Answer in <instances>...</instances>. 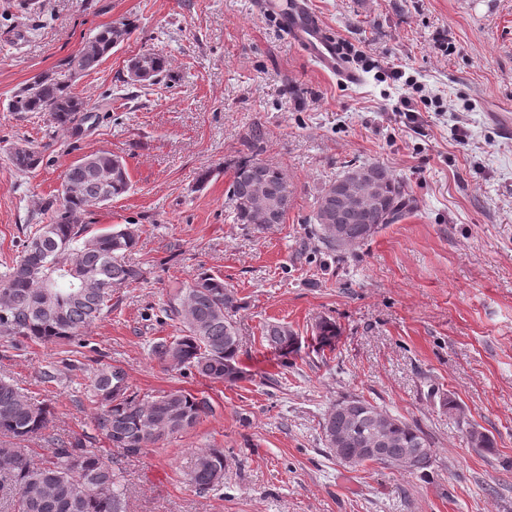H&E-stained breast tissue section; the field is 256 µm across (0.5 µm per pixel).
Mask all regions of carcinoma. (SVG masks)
I'll use <instances>...</instances> for the list:
<instances>
[{
    "mask_svg": "<svg viewBox=\"0 0 512 512\" xmlns=\"http://www.w3.org/2000/svg\"><path fill=\"white\" fill-rule=\"evenodd\" d=\"M121 24V34L115 33L113 25H104L73 54L84 72L95 70L112 54L114 38L121 35L126 40L136 28L129 19ZM148 65L154 81L171 77L167 56L151 52ZM86 104L70 85L47 75L16 92L8 110L47 114L55 127L73 133L79 122L90 119L82 113ZM42 160L31 142L15 147L10 154L12 165L21 172L37 168ZM117 162L119 158L108 153H92L69 167L65 183H74L78 189L71 196L61 195L51 222L35 225L21 255L0 273V336L34 343L70 339L112 309V289L144 279L142 269L128 259L138 243L135 225L90 235L88 225L81 223L88 207L110 202L130 190L128 170L113 174ZM355 170L368 174L376 188L377 196L366 209L345 208L338 199L339 188ZM286 192L284 170L254 161L235 169L228 200L237 223L256 224L262 219L259 203L276 200ZM410 211L411 199L403 183L387 167L356 166L320 191L314 236L326 249L340 252L342 248L326 230V218L345 226L347 247L351 248L371 238L368 225L395 224ZM67 265L78 267L92 283L73 285L64 270ZM239 308L223 278L199 273L188 287L168 298L164 313L175 324L177 334L154 343L152 355L173 370L195 372L215 381H236L240 342L233 317ZM292 337L293 332L284 325H270L264 331L265 340L273 346L282 347ZM91 391L97 404L95 432L125 457L139 456L213 413L206 396L186 390L140 398L129 391L123 369L112 365L97 370ZM51 417L48 405L35 404L13 380L0 377V473L17 491V512H127L118 463L95 447L96 438L84 435L64 441L50 437L45 463L31 462L26 443L45 436ZM321 430L330 456L342 452L354 457V468L378 464L418 473L431 467L435 455L433 443L422 429L357 395L332 404ZM223 480L224 449L200 450L188 483L198 490L219 491Z\"/></svg>",
    "mask_w": 512,
    "mask_h": 512,
    "instance_id": "obj_1",
    "label": "carcinoma"
}]
</instances>
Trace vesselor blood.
Segmentation results:
<instances>
[{
    "instance_id": "vessel-or-blood-1",
    "label": "vessel or blood",
    "mask_w": 512,
    "mask_h": 512,
    "mask_svg": "<svg viewBox=\"0 0 512 512\" xmlns=\"http://www.w3.org/2000/svg\"><path fill=\"white\" fill-rule=\"evenodd\" d=\"M280 23L289 37L299 43L319 67L328 71L343 84H354L360 79L336 48V40L314 17L307 5V0H294L290 12L281 15Z\"/></svg>"
}]
</instances>
